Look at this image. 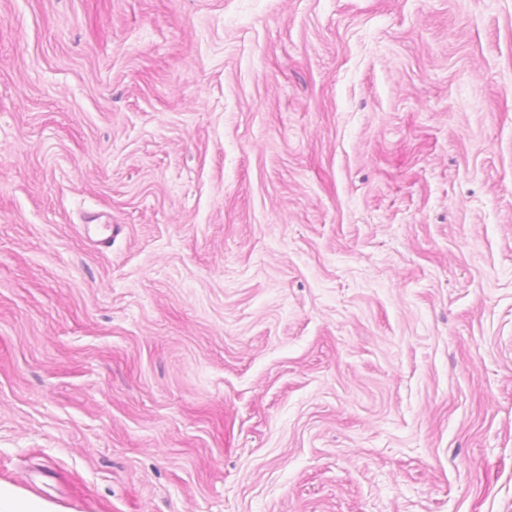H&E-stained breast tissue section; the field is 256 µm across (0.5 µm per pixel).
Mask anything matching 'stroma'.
Instances as JSON below:
<instances>
[{
	"mask_svg": "<svg viewBox=\"0 0 512 512\" xmlns=\"http://www.w3.org/2000/svg\"><path fill=\"white\" fill-rule=\"evenodd\" d=\"M0 512H512V0H0Z\"/></svg>",
	"mask_w": 512,
	"mask_h": 512,
	"instance_id": "obj_1",
	"label": "stroma"
}]
</instances>
